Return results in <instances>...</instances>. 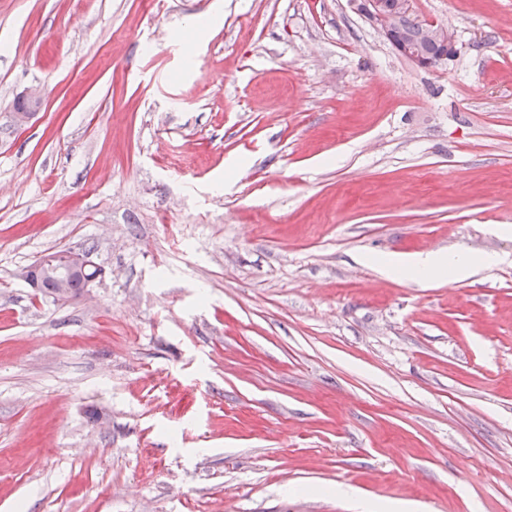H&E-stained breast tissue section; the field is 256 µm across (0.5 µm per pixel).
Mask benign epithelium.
<instances>
[{"label":"benign epithelium","instance_id":"benign-epithelium-1","mask_svg":"<svg viewBox=\"0 0 512 512\" xmlns=\"http://www.w3.org/2000/svg\"><path fill=\"white\" fill-rule=\"evenodd\" d=\"M351 7L366 17L394 50L403 58L421 69H433L453 58L457 52V41L454 31L442 24L415 19L425 41L443 48V53L437 57L425 54L420 44L404 43L397 39L399 19L411 13V0H396L394 7L388 8L382 0H349ZM24 103L21 110L15 109L10 113V126L16 130L24 129L30 120L41 110L42 94L37 89H30L21 95ZM81 272L86 275L84 287H90L102 274V269L96 263L91 253H72L69 263L62 267L57 263V257L52 253L43 254L27 271L26 279L43 291L46 285H51L53 294L60 299L70 298L69 281L71 275Z\"/></svg>","mask_w":512,"mask_h":512}]
</instances>
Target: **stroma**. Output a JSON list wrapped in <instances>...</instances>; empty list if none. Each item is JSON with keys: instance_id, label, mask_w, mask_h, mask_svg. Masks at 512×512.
Instances as JSON below:
<instances>
[{"instance_id": "obj_1", "label": "stroma", "mask_w": 512, "mask_h": 512, "mask_svg": "<svg viewBox=\"0 0 512 512\" xmlns=\"http://www.w3.org/2000/svg\"><path fill=\"white\" fill-rule=\"evenodd\" d=\"M412 11L452 62L348 0H0V512H512V0ZM431 251L494 263H372ZM386 5L392 7L393 0H384ZM394 7L388 8L381 0H349L351 7L366 17L394 50L403 58L421 69H433L453 58L457 52V41L454 31L442 24L428 22L413 16L418 24L425 41L434 43L443 48V53L437 57L425 54L419 43L400 42L397 27L401 17L411 13L410 0H395ZM418 26L410 19H406L400 31V37L405 41L418 40L420 31ZM22 101L24 108L18 110L14 108L13 112H10V126L15 130L19 131L24 129L30 120L41 110L43 104L42 94L37 89H30L23 95L20 100L16 101V105ZM74 272H82L86 275L84 287L82 280L76 278L72 282L73 292H78L80 288H90V286L100 277L102 269L96 263L90 252L70 254L69 263L66 267L59 266L57 257L52 253L43 254L37 262L27 271L26 279L30 283L43 291L47 288L46 284H51V291L60 299L70 298L69 281ZM493 258L440 252L414 253L387 259L373 258L386 275L401 273L408 277L430 279H461L469 277L474 267L489 265Z\"/></svg>"}]
</instances>
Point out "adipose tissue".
Returning a JSON list of instances; mask_svg holds the SVG:
<instances>
[{
	"instance_id": "adipose-tissue-1",
	"label": "adipose tissue",
	"mask_w": 512,
	"mask_h": 512,
	"mask_svg": "<svg viewBox=\"0 0 512 512\" xmlns=\"http://www.w3.org/2000/svg\"><path fill=\"white\" fill-rule=\"evenodd\" d=\"M489 262L486 256L477 258L466 254L427 252L382 259L378 265L387 275L401 273L412 278L430 280L466 278L476 266Z\"/></svg>"
}]
</instances>
